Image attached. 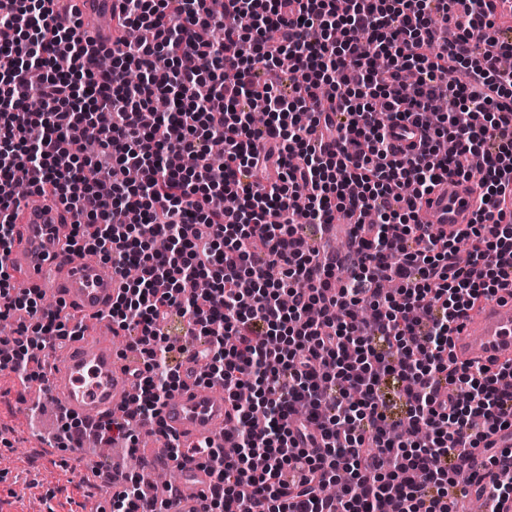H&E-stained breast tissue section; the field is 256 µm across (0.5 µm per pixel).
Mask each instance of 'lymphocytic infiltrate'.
Returning a JSON list of instances; mask_svg holds the SVG:
<instances>
[{
    "label": "lymphocytic infiltrate",
    "mask_w": 512,
    "mask_h": 512,
    "mask_svg": "<svg viewBox=\"0 0 512 512\" xmlns=\"http://www.w3.org/2000/svg\"><path fill=\"white\" fill-rule=\"evenodd\" d=\"M50 2L0 0V253L23 168L72 210L75 251L123 276L109 317L143 355L137 412L95 436L158 421L183 385L177 351L202 361L234 411V454L213 448L203 462L215 476L204 512H247L257 496L264 512H457V472L478 449L498 495H512V449L489 443L512 430V362L451 350L512 268V221L498 210L512 193V43L494 0L460 14L453 0H120L122 28L143 37L115 42L105 72L80 22ZM160 96L171 112L150 113ZM93 125L102 139L88 157ZM473 155L482 208L433 233L417 200L468 179ZM117 167L140 181H113ZM338 213L345 249L300 235L328 232ZM40 298L0 266V320L29 316L0 342V370L26 384L43 380L37 351L79 334ZM174 317L204 349L175 346L163 331Z\"/></svg>",
    "instance_id": "1"
}]
</instances>
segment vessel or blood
<instances>
[{
    "instance_id": "obj_1",
    "label": "vessel or blood",
    "mask_w": 512,
    "mask_h": 512,
    "mask_svg": "<svg viewBox=\"0 0 512 512\" xmlns=\"http://www.w3.org/2000/svg\"><path fill=\"white\" fill-rule=\"evenodd\" d=\"M77 9L91 23L93 51L112 47L119 0H54L56 13ZM482 205V190L472 181L450 179L438 184L418 203L421 223L433 231L453 232L469 223ZM72 214L50 194L32 193L15 220L16 231L8 253L0 263L14 277L54 297L60 313H74L84 320L81 336L70 345L63 362L45 371V386L57 403L87 422L107 419L127 405L136 390L135 370L143 365L139 348L116 352L107 336V314L121 290L119 276L101 262L79 255L68 244ZM511 297L491 300L479 312L468 314L454 338L460 360L504 362L512 358V272L502 282ZM200 365L190 367L183 388L167 400L161 424L142 423V434L164 429L169 445L178 455L144 453L145 472L160 468L176 470L179 482L166 498V512H202V494L212 484L202 468L206 448L224 444V429L231 407L222 388L203 390L196 379Z\"/></svg>"
}]
</instances>
